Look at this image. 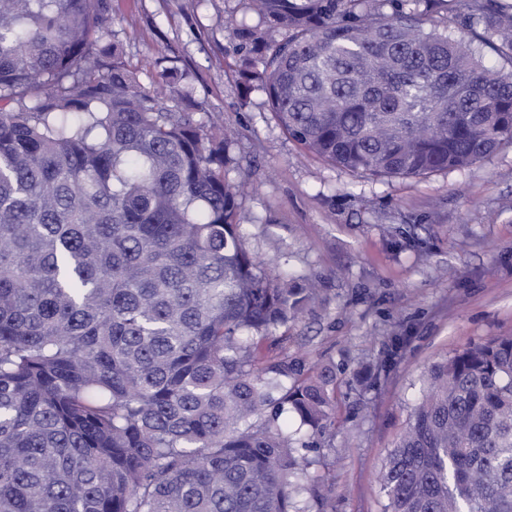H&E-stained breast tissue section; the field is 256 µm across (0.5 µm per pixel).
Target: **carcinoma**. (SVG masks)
<instances>
[{
  "mask_svg": "<svg viewBox=\"0 0 512 512\" xmlns=\"http://www.w3.org/2000/svg\"><path fill=\"white\" fill-rule=\"evenodd\" d=\"M243 99L350 174L512 142V0H240ZM112 0H0V512H309L334 372L264 342L325 306L244 247L240 168ZM500 63L488 65L485 49ZM385 512H512V335L433 364Z\"/></svg>",
  "mask_w": 512,
  "mask_h": 512,
  "instance_id": "obj_1",
  "label": "carcinoma"
}]
</instances>
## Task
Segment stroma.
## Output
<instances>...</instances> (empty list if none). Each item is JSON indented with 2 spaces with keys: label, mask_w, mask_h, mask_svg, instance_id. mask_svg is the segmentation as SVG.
Returning <instances> with one entry per match:
<instances>
[{
  "label": "stroma",
  "mask_w": 512,
  "mask_h": 512,
  "mask_svg": "<svg viewBox=\"0 0 512 512\" xmlns=\"http://www.w3.org/2000/svg\"><path fill=\"white\" fill-rule=\"evenodd\" d=\"M111 38L143 74L185 73L196 117L218 119L247 179L239 201L245 246L278 270L316 279L319 317L264 346L282 358L336 367L333 424L318 436L311 473L335 512H384L378 473L435 362L471 343L512 334V144L461 171L354 176L289 139L266 97L242 99L224 17L240 0H112ZM392 368L358 375L390 337Z\"/></svg>",
  "instance_id": "1"
}]
</instances>
